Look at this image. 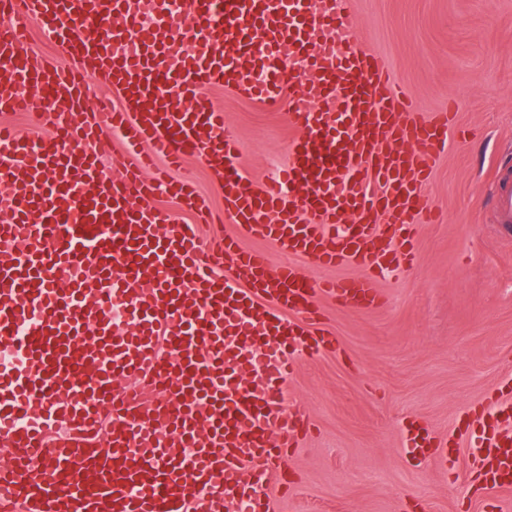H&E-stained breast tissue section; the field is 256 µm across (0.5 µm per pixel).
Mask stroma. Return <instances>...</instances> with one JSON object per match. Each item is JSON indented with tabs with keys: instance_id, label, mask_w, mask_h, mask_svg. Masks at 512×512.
<instances>
[{
	"instance_id": "stroma-1",
	"label": "stroma",
	"mask_w": 512,
	"mask_h": 512,
	"mask_svg": "<svg viewBox=\"0 0 512 512\" xmlns=\"http://www.w3.org/2000/svg\"><path fill=\"white\" fill-rule=\"evenodd\" d=\"M355 37L423 111L458 104V129L428 192L440 218L415 237L419 261L381 283L375 311L322 301L335 351L302 358L288 395L309 419L280 469L279 512H487L471 480L414 459L415 419L449 455L473 449L478 407L512 381V227L497 224L495 170L512 172V0H355ZM254 188L283 168L293 131L280 110L216 87Z\"/></svg>"
}]
</instances>
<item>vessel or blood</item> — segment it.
<instances>
[{"label":"vessel or blood","mask_w":512,"mask_h":512,"mask_svg":"<svg viewBox=\"0 0 512 512\" xmlns=\"http://www.w3.org/2000/svg\"><path fill=\"white\" fill-rule=\"evenodd\" d=\"M154 25L134 26L144 2ZM0 0V110L27 112L36 149L0 125V512H275L269 492L307 414L284 383L301 356L335 349L317 307L383 304L381 275L414 266L415 219L434 221L427 186L457 106L416 109L394 69L351 34L353 0ZM37 22L57 62H33L16 17ZM113 20L112 36L76 35ZM269 70L266 81L252 71ZM118 106L86 108L99 75ZM297 88L283 98L286 85ZM62 97L68 118L35 111L24 88ZM226 86L283 106L296 136L281 175L300 192L253 189L231 161L223 112L190 102ZM126 155L106 171L101 140ZM194 159L219 174L240 234L288 256L271 266L239 236L205 243L158 208L143 176ZM512 224V174L498 178ZM233 259L215 271L214 255ZM364 266L316 280L296 258ZM128 315L113 316V304ZM110 447L96 442L102 424ZM466 469L491 494L512 488V435L483 422ZM49 448L41 464L29 455Z\"/></svg>","instance_id":"b4317fda"}]
</instances>
